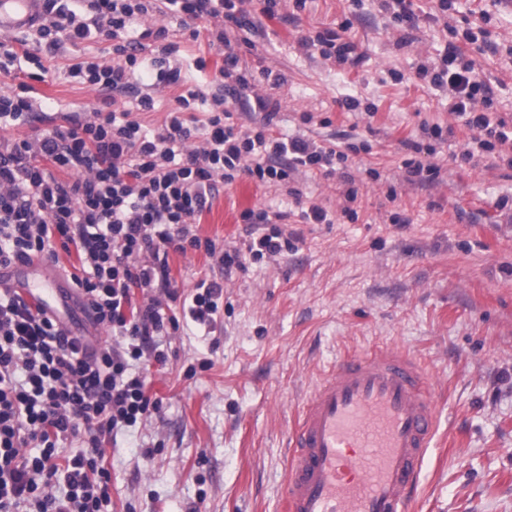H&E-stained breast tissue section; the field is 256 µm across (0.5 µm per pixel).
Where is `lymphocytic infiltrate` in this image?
<instances>
[{
  "label": "lymphocytic infiltrate",
  "instance_id": "obj_1",
  "mask_svg": "<svg viewBox=\"0 0 512 512\" xmlns=\"http://www.w3.org/2000/svg\"><path fill=\"white\" fill-rule=\"evenodd\" d=\"M247 3L42 0L35 38L0 41V72L19 59L53 54L66 41L113 42L111 60L82 61L66 72L107 95L110 112H72L66 127L43 130L32 124L40 103L0 92V128L31 127L25 138H0V266L75 251L78 265L68 278L93 324L113 337L93 345L28 303L20 289H0V512H102L111 501L104 444L161 407L146 391L143 370L165 360L156 337L179 327L163 307L178 298L170 254L201 251L225 269L248 255H281L290 246L281 229L286 211H243V223L269 230L250 237L242 252L218 251L214 239L199 235L219 187L244 175L295 196L300 169L330 175L348 159L300 136L273 135L279 105L240 67L226 33L254 28ZM156 14L163 24L142 27ZM172 19L221 51L209 90L183 77ZM419 74L447 89L449 112L471 130L463 161L512 151V127L492 116V94L457 45H449L437 72L423 67ZM170 88L175 105L163 124L152 129L138 120ZM232 100L260 113V126L235 123ZM223 288L215 278L197 282L186 303L194 322L216 321ZM139 293L146 304H136Z\"/></svg>",
  "mask_w": 512,
  "mask_h": 512
}]
</instances>
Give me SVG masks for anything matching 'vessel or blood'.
Wrapping results in <instances>:
<instances>
[{"instance_id": "1", "label": "vessel or blood", "mask_w": 512, "mask_h": 512, "mask_svg": "<svg viewBox=\"0 0 512 512\" xmlns=\"http://www.w3.org/2000/svg\"><path fill=\"white\" fill-rule=\"evenodd\" d=\"M41 0H0V32L40 17ZM28 293L67 315L59 282L33 260ZM437 427L429 376L398 348L344 358L307 399L295 425L284 512H413Z\"/></svg>"}]
</instances>
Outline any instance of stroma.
I'll use <instances>...</instances> for the list:
<instances>
[{"mask_svg": "<svg viewBox=\"0 0 512 512\" xmlns=\"http://www.w3.org/2000/svg\"><path fill=\"white\" fill-rule=\"evenodd\" d=\"M414 3L421 20L407 32L390 26L379 0H281L254 47L230 33L243 66L285 78L276 88L259 83L280 104L277 134L319 142L349 134L370 144L347 162L357 216L290 224L292 250L229 274L204 253L171 254L179 293L206 276L223 279V312L213 325L187 320L164 337L167 360L148 375L160 411L104 449L112 512H280L289 439L310 392L344 357L392 346L425 366L436 395L421 512H512V166L491 156L461 160L469 130L450 114L447 91L416 76L418 64L439 62L449 37L427 19L436 0ZM483 9L493 15L492 40L512 43V5L497 0H457L448 22L476 20ZM345 21L360 65L334 66L301 50L302 37ZM111 50V41L90 40L44 59L42 79L31 84L55 125L102 104L60 71L74 57L106 59ZM464 51L495 112L512 123V60L470 44ZM349 96L375 113L344 111ZM305 113L312 123H302ZM424 121L450 134L437 155L421 158L440 165L438 178L410 183L402 143ZM298 181L304 196L339 213L341 176L304 171ZM256 207L297 204L284 188L242 176L220 190L199 233L240 246V215Z\"/></svg>", "mask_w": 512, "mask_h": 512, "instance_id": "1", "label": "stroma"}]
</instances>
